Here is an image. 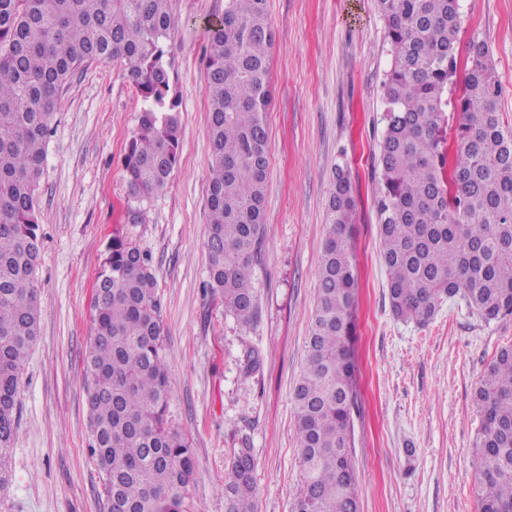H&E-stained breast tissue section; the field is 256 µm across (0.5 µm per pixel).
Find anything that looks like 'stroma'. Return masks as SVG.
Instances as JSON below:
<instances>
[{"mask_svg":"<svg viewBox=\"0 0 512 512\" xmlns=\"http://www.w3.org/2000/svg\"><path fill=\"white\" fill-rule=\"evenodd\" d=\"M455 45L486 41L512 125V0H460ZM180 99V158L142 222L123 171L141 100L117 63L78 69L60 96L40 183V325L21 377L18 431L0 512H106L89 448L84 357L105 247L126 236L150 259L170 367L168 420L195 453L197 512H224L232 449L255 459L257 512H291L303 488L292 392L326 233L335 165L348 163L357 198L351 245L358 288L352 459L361 512H478L471 454L481 417L475 389L512 344V316L482 318L463 296L425 326L395 318L380 256L374 164L385 129L383 81L392 55L377 0H268L275 34L267 223L252 264L257 313L241 327L205 284L207 124L205 23L224 0H169ZM259 364L245 372L248 356Z\"/></svg>","mask_w":512,"mask_h":512,"instance_id":"obj_1","label":"stroma"}]
</instances>
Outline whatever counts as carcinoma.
I'll return each mask as SVG.
<instances>
[{"instance_id": "cac0c4a2", "label": "carcinoma", "mask_w": 512, "mask_h": 512, "mask_svg": "<svg viewBox=\"0 0 512 512\" xmlns=\"http://www.w3.org/2000/svg\"><path fill=\"white\" fill-rule=\"evenodd\" d=\"M391 46L385 131L374 173L380 254L393 315L424 325L463 294L485 319L512 315V127L483 41L469 46L465 93L453 101L460 0H379ZM169 0H0V487L17 429L22 370L39 332V187L60 94L92 61L123 63L142 100L123 157L139 207L162 193L180 152ZM209 288L251 325L252 258L265 225L266 112L274 34L266 0H224L207 27ZM462 114L447 140L448 106ZM357 201L336 165L326 214L315 314L293 389L304 472L292 512H359L352 462L356 364L349 342L356 304L349 226ZM98 273L94 336L86 356L91 452L111 512H195L193 448L170 427L160 305L149 258L115 234ZM478 512H512V345L476 389ZM255 460L234 451L224 512H256Z\"/></svg>"}]
</instances>
